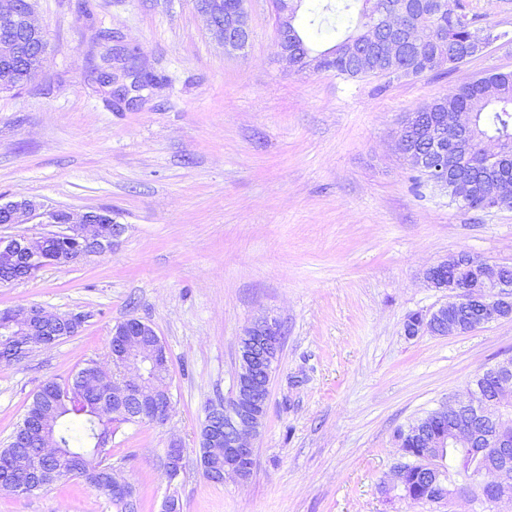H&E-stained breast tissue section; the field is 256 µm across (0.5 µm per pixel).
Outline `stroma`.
Returning a JSON list of instances; mask_svg holds the SVG:
<instances>
[{
    "instance_id": "35a3bbf8",
    "label": "stroma",
    "mask_w": 512,
    "mask_h": 512,
    "mask_svg": "<svg viewBox=\"0 0 512 512\" xmlns=\"http://www.w3.org/2000/svg\"><path fill=\"white\" fill-rule=\"evenodd\" d=\"M508 39L451 73L299 71L280 55L269 0L249 4L252 37L216 40L194 0H35L49 43L37 79L0 93V203L33 198L111 211L127 230L110 252L0 285V309L31 304L83 318L79 332L0 363V447L33 395L90 360L114 328L150 324L169 358L164 423L115 425L107 462L140 512H468L388 486L408 460L398 431L512 358V320L464 334L406 336L410 314L446 301L426 271L466 251L512 266V209L467 210L395 147L402 115L457 85L512 72V0H462ZM137 53L158 86L100 85L109 48ZM275 319L283 347L247 481L202 474L199 426L228 398L237 348ZM185 467L165 474L171 440ZM0 512H114L82 479L0 492Z\"/></svg>"
}]
</instances>
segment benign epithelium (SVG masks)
Segmentation results:
<instances>
[{
	"mask_svg": "<svg viewBox=\"0 0 512 512\" xmlns=\"http://www.w3.org/2000/svg\"><path fill=\"white\" fill-rule=\"evenodd\" d=\"M249 0H240L233 12L221 9L224 0H195L197 10L206 16L214 37L224 48L238 50L248 45L252 30L249 25ZM275 12L277 35L281 56L291 65L297 64L292 47L290 20L294 14L293 0H271ZM409 0H386L381 6V21L356 41L346 44L345 52L357 70L366 72L378 59L404 58L430 39L429 29L418 21L408 19ZM470 117L465 112L450 111L442 116L437 132L430 139V163L434 187L450 191L458 206H466L472 195L473 185L465 177L448 170V154L462 153L470 149L468 140ZM488 208L512 209V190L502 188L497 181L487 180ZM43 205L27 198L0 204V213H9L8 224H29L34 219L47 216ZM100 211L86 212L74 218L69 211L65 219L53 223L57 230L37 239L26 235L0 237V267L20 262L28 264L27 272L46 259L45 252L34 248L35 242L54 246L61 240L73 244L68 250H60L51 259L53 264H69L91 253L112 250L124 234L122 224H98ZM426 279L431 287L448 291V302L428 313L423 325L405 329L408 336L418 335L420 327L434 328L436 335L459 334L463 328L448 320V312L465 304L479 312V324H489L512 319V280L508 267L481 261L468 252L451 255L447 260L429 268ZM0 318L12 323L10 335L22 342L26 329L37 325L42 335L50 337L45 345L57 342L55 327L66 323L70 335L81 327V320L71 314H50L42 307L31 305L21 310L0 314ZM282 331L279 323L263 318L248 326L239 339L236 368L230 396L218 405H209L200 427V447L211 454H223V466L211 469L207 461L200 462L204 476L212 483L222 484L233 476L244 482L248 479L255 448V439L263 425L267 411L269 385L282 352ZM112 382L104 384L99 378L107 370L94 364L96 392L104 401L112 402L114 413H120L125 405L133 402L142 407L140 419L162 423L172 406L168 387L162 384L168 368L165 347L150 325L133 324L125 332V339L112 344ZM495 396L482 398L479 389L472 385L466 399L450 402L440 408L448 413L451 422L448 431L432 434L419 425L412 433L426 438L429 463L424 472L430 481L442 475L441 464L449 448H470L478 442L484 446L475 449L478 460L475 477L480 491L477 494L458 492L455 497L466 500L473 512H488L497 504L512 502V359H504L495 366ZM112 486V496L126 498L130 484L118 473L107 470ZM46 487V481L36 479L28 483H9L7 490L17 496L29 494Z\"/></svg>",
	"mask_w": 512,
	"mask_h": 512,
	"instance_id": "7a95c632",
	"label": "benign epithelium"
}]
</instances>
